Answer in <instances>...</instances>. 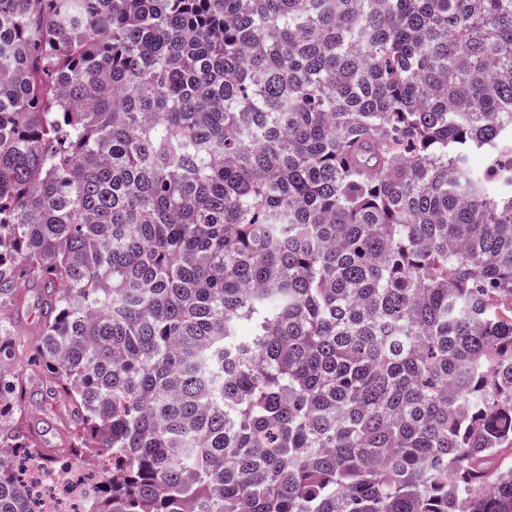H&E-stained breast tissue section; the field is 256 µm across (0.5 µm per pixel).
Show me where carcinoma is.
Returning a JSON list of instances; mask_svg holds the SVG:
<instances>
[{
	"label": "carcinoma",
	"instance_id": "carcinoma-1",
	"mask_svg": "<svg viewBox=\"0 0 512 512\" xmlns=\"http://www.w3.org/2000/svg\"><path fill=\"white\" fill-rule=\"evenodd\" d=\"M90 512H512V0H0V300ZM27 396L0 326V403ZM40 288H31L26 300L8 307V329L10 333L35 336L40 326V311L37 294Z\"/></svg>",
	"mask_w": 512,
	"mask_h": 512
}]
</instances>
